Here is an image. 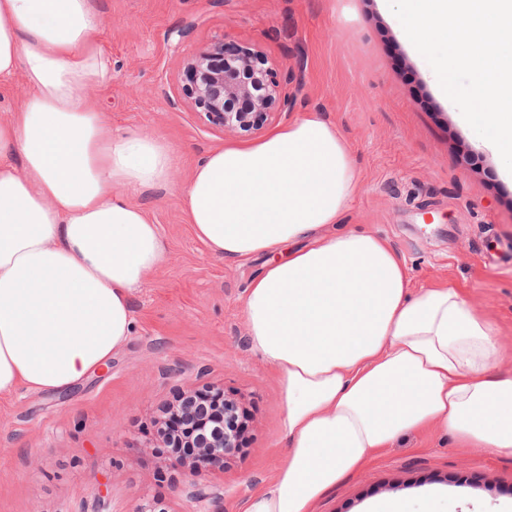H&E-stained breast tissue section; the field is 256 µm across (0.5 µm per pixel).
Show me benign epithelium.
<instances>
[{
	"mask_svg": "<svg viewBox=\"0 0 512 512\" xmlns=\"http://www.w3.org/2000/svg\"><path fill=\"white\" fill-rule=\"evenodd\" d=\"M183 76L184 98L204 121L225 130L251 133L293 106L261 51L226 49L222 39H214L185 58ZM237 448L235 431L218 419L199 430L202 457L223 460Z\"/></svg>",
	"mask_w": 512,
	"mask_h": 512,
	"instance_id": "1",
	"label": "benign epithelium"
}]
</instances>
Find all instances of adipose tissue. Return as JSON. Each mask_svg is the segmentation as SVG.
Here are the masks:
<instances>
[{
  "label": "adipose tissue",
  "mask_w": 512,
  "mask_h": 512,
  "mask_svg": "<svg viewBox=\"0 0 512 512\" xmlns=\"http://www.w3.org/2000/svg\"><path fill=\"white\" fill-rule=\"evenodd\" d=\"M90 0H0V81L28 93L0 122V396L57 391L129 341L131 296L166 258L128 195L169 181L176 150L113 133L90 90L112 81ZM361 187L336 124L307 112L211 151L184 212L215 256L287 249L252 280L251 349L275 372L284 458L245 512H310L398 439L435 426L512 456L499 330L455 285L413 289L385 238L343 228Z\"/></svg>",
  "instance_id": "ef3b65f1"
}]
</instances>
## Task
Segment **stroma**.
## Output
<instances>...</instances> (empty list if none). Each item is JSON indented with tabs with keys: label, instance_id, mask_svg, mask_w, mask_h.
Here are the masks:
<instances>
[{
	"label": "stroma",
	"instance_id": "35a3bbf8",
	"mask_svg": "<svg viewBox=\"0 0 512 512\" xmlns=\"http://www.w3.org/2000/svg\"><path fill=\"white\" fill-rule=\"evenodd\" d=\"M112 81L91 97L115 131L163 138L180 155L166 186L130 195L157 224L166 259L131 299L126 346L108 368L57 391L0 397V512H243L284 455L273 370L250 351L242 307L268 256H214L187 224L193 168L236 134L204 124L184 102L182 57L212 39L263 51L292 111L318 112L346 138L362 189L345 224L388 239L414 287L448 282L500 330L496 371L512 376V178L442 101L401 39L385 0H91ZM187 29L181 46L169 33ZM223 391L247 414L239 450L195 473L158 456L156 420L182 394ZM428 490L464 502H512V457L458 447L436 427L410 434L322 497L314 512H364L370 502Z\"/></svg>",
	"mask_w": 512,
	"mask_h": 512
}]
</instances>
